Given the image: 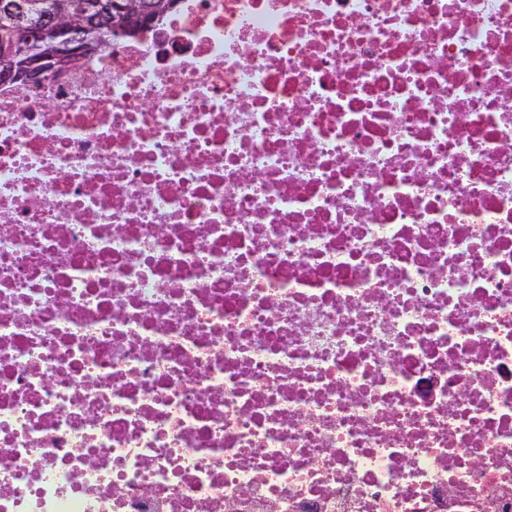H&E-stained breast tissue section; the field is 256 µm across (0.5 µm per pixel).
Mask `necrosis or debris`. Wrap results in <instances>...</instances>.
Instances as JSON below:
<instances>
[{
  "mask_svg": "<svg viewBox=\"0 0 512 512\" xmlns=\"http://www.w3.org/2000/svg\"><path fill=\"white\" fill-rule=\"evenodd\" d=\"M0 512H512V0L0 84Z\"/></svg>",
  "mask_w": 512,
  "mask_h": 512,
  "instance_id": "1",
  "label": "necrosis or debris"
}]
</instances>
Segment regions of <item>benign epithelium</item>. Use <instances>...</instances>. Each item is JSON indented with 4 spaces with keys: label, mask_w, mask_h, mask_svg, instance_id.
<instances>
[{
    "label": "benign epithelium",
    "mask_w": 512,
    "mask_h": 512,
    "mask_svg": "<svg viewBox=\"0 0 512 512\" xmlns=\"http://www.w3.org/2000/svg\"><path fill=\"white\" fill-rule=\"evenodd\" d=\"M177 0H51L49 17L32 14L38 0H0V15L13 25L0 37V83L28 87L77 64L109 27L124 34L158 22L171 13Z\"/></svg>",
    "instance_id": "7a95c632"
}]
</instances>
